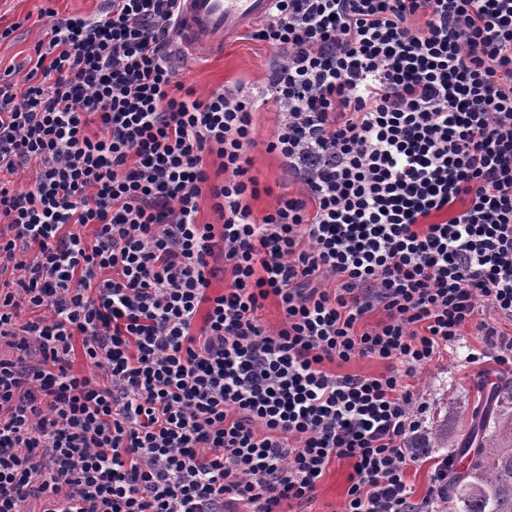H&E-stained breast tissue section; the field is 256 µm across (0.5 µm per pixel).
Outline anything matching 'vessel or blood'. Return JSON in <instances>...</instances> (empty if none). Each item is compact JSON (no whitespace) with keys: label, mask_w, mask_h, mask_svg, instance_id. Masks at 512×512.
<instances>
[{"label":"vessel or blood","mask_w":512,"mask_h":512,"mask_svg":"<svg viewBox=\"0 0 512 512\" xmlns=\"http://www.w3.org/2000/svg\"><path fill=\"white\" fill-rule=\"evenodd\" d=\"M272 5L273 0H180L179 35L211 50L266 18Z\"/></svg>","instance_id":"obj_1"}]
</instances>
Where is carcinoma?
<instances>
[{
    "mask_svg": "<svg viewBox=\"0 0 512 512\" xmlns=\"http://www.w3.org/2000/svg\"><path fill=\"white\" fill-rule=\"evenodd\" d=\"M463 440L448 433L444 418L407 447L426 455L432 448H454L468 461L448 486L450 512H512V381L490 392Z\"/></svg>",
    "mask_w": 512,
    "mask_h": 512,
    "instance_id": "obj_1",
    "label": "carcinoma"
}]
</instances>
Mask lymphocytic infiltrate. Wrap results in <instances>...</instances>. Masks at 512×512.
<instances>
[{"mask_svg": "<svg viewBox=\"0 0 512 512\" xmlns=\"http://www.w3.org/2000/svg\"><path fill=\"white\" fill-rule=\"evenodd\" d=\"M179 9H45L0 79V512H307L339 460L343 512H429L453 462L416 499L405 377L471 325L512 365V0H274L261 84L203 100ZM269 103L298 190L258 219ZM335 370L337 374H345V373H360L366 375H378L385 371V366L381 361L364 358L358 359L356 358L349 364H346L342 367L332 368Z\"/></svg>", "mask_w": 512, "mask_h": 512, "instance_id": "lymphocytic-infiltrate-1", "label": "lymphocytic infiltrate"}]
</instances>
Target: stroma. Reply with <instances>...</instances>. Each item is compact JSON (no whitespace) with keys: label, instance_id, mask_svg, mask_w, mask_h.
<instances>
[{"label":"stroma","instance_id":"obj_1","mask_svg":"<svg viewBox=\"0 0 512 512\" xmlns=\"http://www.w3.org/2000/svg\"><path fill=\"white\" fill-rule=\"evenodd\" d=\"M106 5V0H0V32L9 33L8 38L0 39V75L22 67L33 55L35 44L47 30L48 21L41 16L45 8L54 9L62 17H85ZM268 59L269 51L264 46L236 38L225 42L218 51L190 56L179 77L192 84L200 95L225 86L246 89L262 81ZM276 122L277 116L270 106L262 108L256 116L261 145L251 153V171L261 184L274 190L273 195L263 194L253 201V212L258 218L274 205L275 193L289 190L279 158L263 147L264 141L273 135ZM465 340L466 348L442 353L408 380L411 390L423 396L429 405L427 420L447 416L449 429L458 434L468 430L471 413L483 397L499 382L512 380V371L495 362H487L481 368L465 363L467 347H481L482 339L470 329ZM351 471L348 462L333 464L318 485L310 512H342Z\"/></svg>","mask_w":512,"mask_h":512}]
</instances>
